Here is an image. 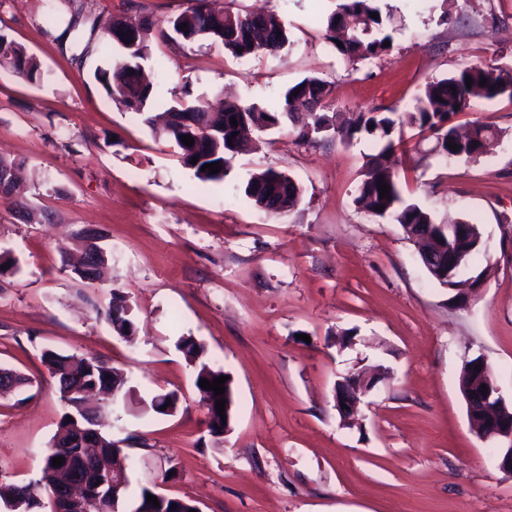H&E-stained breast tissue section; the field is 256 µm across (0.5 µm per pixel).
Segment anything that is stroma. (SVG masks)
<instances>
[{
	"label": "stroma",
	"mask_w": 512,
	"mask_h": 512,
	"mask_svg": "<svg viewBox=\"0 0 512 512\" xmlns=\"http://www.w3.org/2000/svg\"><path fill=\"white\" fill-rule=\"evenodd\" d=\"M0 0V31L51 74L34 83L0 71V155L23 166L24 215L0 204V364L32 387L0 396V472L27 482L65 412L41 354L98 357L131 390L112 410L132 491L163 482L201 512H512V475L472 430L459 389L464 363L483 358L512 403V100H477L453 123L498 131L487 153H433L434 138L403 131L394 167L402 198L435 223L478 224L489 256L482 288L463 307L425 270L399 225L356 202L377 143L358 135L298 138L283 122L233 160L224 181L203 183L139 116L94 78L104 61L96 21L149 14L166 20L188 0ZM276 10L290 40L278 54L238 59L223 47L153 39L148 62L158 105L184 86L231 93L267 108L306 77L325 81L331 113L410 109L424 85L472 63L512 69V0H379L397 23L390 55L349 66L325 38L337 0H217ZM273 168L301 187L276 216L243 187ZM97 232L112 259L100 283L76 279L62 251L80 255ZM120 289L134 311L125 340L95 305ZM204 344L232 379L233 424L222 441L206 427L179 337ZM371 365L385 373L343 421L337 382ZM176 393L169 416L143 401ZM174 480L163 481L168 468Z\"/></svg>",
	"instance_id": "stroma-1"
}]
</instances>
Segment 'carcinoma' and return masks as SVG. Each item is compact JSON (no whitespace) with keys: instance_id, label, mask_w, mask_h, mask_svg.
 I'll use <instances>...</instances> for the list:
<instances>
[{"instance_id":"carcinoma-1","label":"carcinoma","mask_w":512,"mask_h":512,"mask_svg":"<svg viewBox=\"0 0 512 512\" xmlns=\"http://www.w3.org/2000/svg\"><path fill=\"white\" fill-rule=\"evenodd\" d=\"M379 14V18L371 14ZM187 29H181L182 24ZM395 24L394 16L381 14L377 0H341L337 9L326 20V39L336 52L349 64L377 59L390 54L392 47L383 43L392 41L388 30ZM133 32V40L125 42L117 32H101L98 43L99 53H112L113 46H119L125 62L113 68H99L95 80L105 94L115 104L139 114L153 136L168 142L179 150L183 165L194 171L201 182H222L228 175L230 163L238 148L249 141L252 135L264 129L275 128L284 119H293L306 113L312 122L304 125L299 137L304 141H315L320 134L329 130V120L323 111L327 108L329 94L326 82L316 77H307L289 87L283 94L279 109L268 110L257 104H244L235 101L224 102V107L214 109L204 99L193 95L184 88L181 97L173 101L166 110L169 116L181 114L179 120H164L157 124L151 115L155 102L153 85L143 81L141 64L151 57V39L157 36L169 39L178 36L192 44L207 40L224 47L236 58H246L258 51L276 54L288 43V30L275 10L262 13L219 10L211 7L210 0H189V6L180 14L166 20H157L148 15L137 16L127 23ZM0 68L7 69L19 77L30 81H45L48 74L41 63L27 49L6 33L0 31ZM471 78V87H466V78ZM507 97L512 100V72L488 65L469 64L456 72L426 83L423 92L415 100L412 109L401 112L395 106L377 107L367 112H353L345 125L334 129L336 136L345 142L356 134L364 133L380 145L378 153L365 163L363 178L358 186L357 203L371 215L398 224L403 231L414 224L434 223L432 215L415 203H407L402 197L394 175L388 170L391 153L396 141L402 140L403 128L416 127L428 130L435 135L434 151L447 158H474L480 155L474 143L482 134L493 136L496 131L486 124H473V136L462 139L456 135L451 125L452 116L470 106L475 99L493 100ZM236 118L237 125H231L230 118ZM182 135L193 137L195 143L188 146L180 139ZM459 146L454 151L448 143ZM199 161L191 163L192 158ZM220 163L221 171L210 173L202 170L209 163ZM390 188V199L380 198L379 184ZM244 194L256 206L281 215L293 209L300 200L301 189L289 175L268 169L248 179ZM383 210H377V207ZM483 236L476 224H466L458 247L464 254V261L471 264L479 255L486 254L481 244ZM105 317L113 330L120 336H127L134 330L132 308L127 297L120 290H110V300L105 309ZM177 348L184 354L195 374L194 384L203 394L208 420V432L215 438L224 437V423L217 414V398L214 391L204 390L199 381H213L225 375L206 357L205 346L193 336H182ZM42 360L53 379L65 412L57 432L41 455L39 478L29 482L0 480V507L5 512H54L52 489L66 485L79 473L87 479L88 492L81 502L82 512H143L148 501L146 494H155L152 487L143 486L136 499L128 501L130 478L127 468L119 465L112 474L116 486L99 494L93 489L95 473L101 465V458L116 462L122 454L118 442L110 433L101 428L98 418L112 411V405L124 398L128 378L120 370L96 357L65 355L53 350H45ZM7 376L11 390L20 392L30 386L28 377L17 370L0 366V377ZM106 384L111 397L97 408L86 404L82 391L94 382ZM179 402L174 393L154 395L147 408L156 414H173ZM167 409H162V406ZM91 430L96 433V444L100 455L91 456L85 451L75 452L70 461L59 467L52 466L57 457V447L70 442L78 432ZM155 512H189L197 509L193 500L168 497L159 501Z\"/></svg>"}]
</instances>
